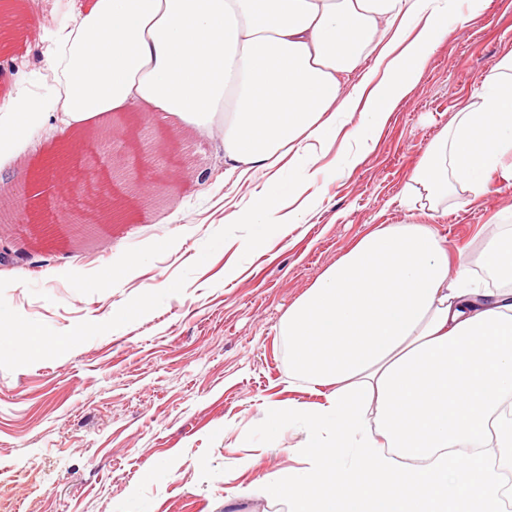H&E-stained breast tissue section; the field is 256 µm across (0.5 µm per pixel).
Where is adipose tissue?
Segmentation results:
<instances>
[{
  "label": "adipose tissue",
  "instance_id": "adipose-tissue-1",
  "mask_svg": "<svg viewBox=\"0 0 512 512\" xmlns=\"http://www.w3.org/2000/svg\"><path fill=\"white\" fill-rule=\"evenodd\" d=\"M459 2L82 0L41 33L48 95L0 103V142L141 109L218 137L228 175L268 172L254 207L224 216L261 226L280 161L314 177L332 145L349 166L364 159L368 130L412 91L449 19L469 23ZM371 56L384 71L365 68ZM475 95L414 172L420 220L362 237L280 320L291 378L327 390L318 407L266 411L271 426L304 424L295 451L308 468L255 490L289 512H503L502 474L479 450L491 440L512 454V227L484 244L498 285L482 289L451 271L436 226L449 198L485 191L490 173L512 183V51Z\"/></svg>",
  "mask_w": 512,
  "mask_h": 512
}]
</instances>
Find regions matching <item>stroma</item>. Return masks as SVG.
Wrapping results in <instances>:
<instances>
[{
	"label": "stroma",
	"mask_w": 512,
	"mask_h": 512,
	"mask_svg": "<svg viewBox=\"0 0 512 512\" xmlns=\"http://www.w3.org/2000/svg\"><path fill=\"white\" fill-rule=\"evenodd\" d=\"M509 51L512 0H488L466 28L449 21L360 164L348 167L332 150L316 182L281 171V186L311 184L314 211L303 224L271 221L259 239L224 216L251 206L264 177H229L217 139L172 132L141 112L115 119V147L126 169L146 175L147 191L115 177L89 138L72 154L84 192L65 199L43 162L66 149L69 133L35 135L32 153L0 151V178L25 176L31 209L53 231L29 247L31 227L14 215L8 234L28 254L0 263V307L58 344L50 354L0 353V512H288L248 493L307 466L294 451L302 422L270 428L264 406L323 398L289 381L280 319L363 235L406 220L405 189L432 140ZM42 52L37 27L0 45V102L43 90ZM157 140L162 162L146 165L145 145ZM103 186L123 222L70 245L60 215L79 212L84 193ZM509 220L512 185L493 179L486 194L449 204L439 229L483 282L478 252ZM129 255L142 260L137 272L113 278ZM116 304L133 311L119 329L108 320Z\"/></svg>",
	"instance_id": "35a3bbf8"
}]
</instances>
